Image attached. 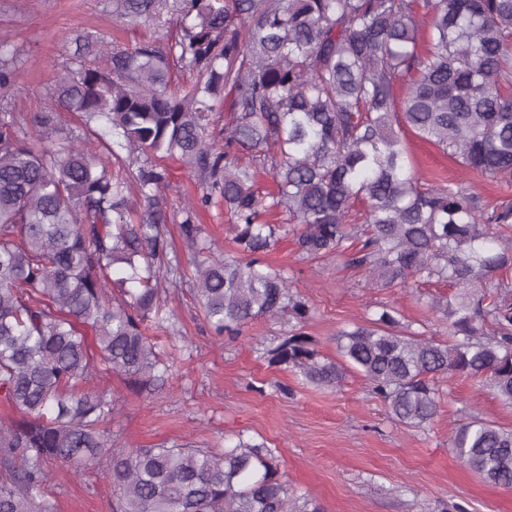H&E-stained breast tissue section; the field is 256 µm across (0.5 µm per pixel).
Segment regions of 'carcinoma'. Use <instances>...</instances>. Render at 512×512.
Segmentation results:
<instances>
[{"instance_id":"obj_1","label":"carcinoma","mask_w":512,"mask_h":512,"mask_svg":"<svg viewBox=\"0 0 512 512\" xmlns=\"http://www.w3.org/2000/svg\"><path fill=\"white\" fill-rule=\"evenodd\" d=\"M129 24L175 27L160 47L88 49L57 76L50 105L27 118L0 99V397L19 416L0 422V512H53L49 465L98 468L112 512H321L290 493L273 449L242 440L222 453L185 444L114 448L109 389L82 385L105 368L151 393L168 366L146 334L166 329L168 242L161 161L177 159L206 185L183 208L195 249L196 293L219 336L288 310L308 314L288 277L262 265L279 210L300 251L346 257L381 288L437 278L457 289L430 302L452 340L396 331L397 311L336 338L341 362L321 358L303 332L267 355L335 389L349 369L422 428L437 413L440 374L473 377L512 406V202L489 208L458 183L422 182L400 124L462 166L512 179V0H113ZM198 80L184 85L173 75ZM20 75L0 56V93ZM409 84L402 113L399 84ZM230 97L224 143L209 133L215 101ZM82 117V141L58 137L56 107ZM105 122L136 167L115 170L88 145ZM251 163L243 164L240 155ZM276 192L254 190L256 167ZM143 211L135 224L128 185ZM224 201L235 253L201 257L197 205ZM367 202L363 221L353 212ZM93 336L88 342L87 335ZM485 481L512 488V428L472 418L451 439Z\"/></svg>"}]
</instances>
